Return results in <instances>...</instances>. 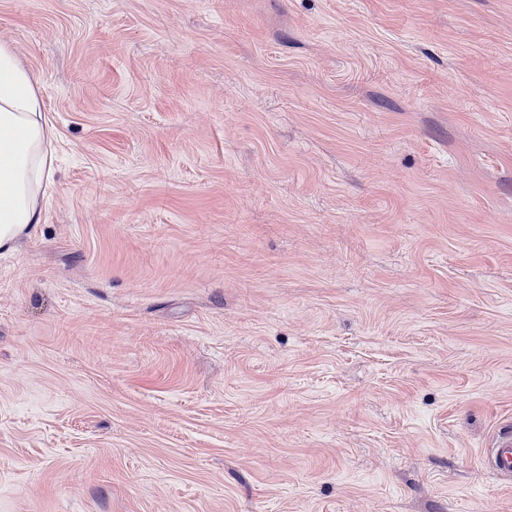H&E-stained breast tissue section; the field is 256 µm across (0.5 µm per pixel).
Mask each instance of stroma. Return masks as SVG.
Listing matches in <instances>:
<instances>
[{"label":"stroma","mask_w":512,"mask_h":512,"mask_svg":"<svg viewBox=\"0 0 512 512\" xmlns=\"http://www.w3.org/2000/svg\"><path fill=\"white\" fill-rule=\"evenodd\" d=\"M54 123L0 253V512H512V0H0ZM492 451L493 468L504 474H512V431L500 433Z\"/></svg>","instance_id":"stroma-1"}]
</instances>
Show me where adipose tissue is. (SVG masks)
Listing matches in <instances>:
<instances>
[{
  "label": "adipose tissue",
  "mask_w": 512,
  "mask_h": 512,
  "mask_svg": "<svg viewBox=\"0 0 512 512\" xmlns=\"http://www.w3.org/2000/svg\"><path fill=\"white\" fill-rule=\"evenodd\" d=\"M56 130L36 80L14 48L0 42V252L15 248L44 221V186L54 172Z\"/></svg>",
  "instance_id": "obj_1"
}]
</instances>
